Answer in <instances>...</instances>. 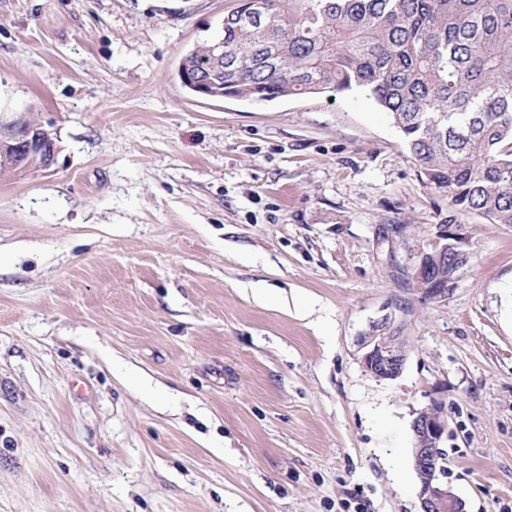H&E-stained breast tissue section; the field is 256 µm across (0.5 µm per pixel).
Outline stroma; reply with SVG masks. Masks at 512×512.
<instances>
[{
    "mask_svg": "<svg viewBox=\"0 0 512 512\" xmlns=\"http://www.w3.org/2000/svg\"><path fill=\"white\" fill-rule=\"evenodd\" d=\"M235 2L0 0V133L60 147L0 173V512H419L434 399L466 512H512V225L449 215L363 92L185 90ZM450 220L469 262L421 299L395 266ZM58 153L52 134L38 125H24L7 137L0 135V169L17 175L49 170L56 164ZM363 363L366 369L382 380H393L400 376L406 362V342L391 327L388 317L372 326L365 336Z\"/></svg>",
    "mask_w": 512,
    "mask_h": 512,
    "instance_id": "1",
    "label": "stroma"
}]
</instances>
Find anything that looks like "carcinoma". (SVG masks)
I'll list each match as a JSON object with an SVG mask.
<instances>
[{"label": "carcinoma", "mask_w": 512, "mask_h": 512, "mask_svg": "<svg viewBox=\"0 0 512 512\" xmlns=\"http://www.w3.org/2000/svg\"><path fill=\"white\" fill-rule=\"evenodd\" d=\"M210 53L226 98L369 92L452 212L512 225V0H244L182 57L189 92Z\"/></svg>", "instance_id": "cac0c4a2"}]
</instances>
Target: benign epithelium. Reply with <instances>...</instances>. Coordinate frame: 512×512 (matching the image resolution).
I'll return each instance as SVG.
<instances>
[{"instance_id": "1", "label": "benign epithelium", "mask_w": 512, "mask_h": 512, "mask_svg": "<svg viewBox=\"0 0 512 512\" xmlns=\"http://www.w3.org/2000/svg\"><path fill=\"white\" fill-rule=\"evenodd\" d=\"M58 153L59 146L52 134L38 125H24L6 137L0 136V169H9L17 175L50 169L56 164ZM463 237L460 224L437 225L435 245L439 249L429 252L421 248L401 267L410 287L426 299L446 297L445 289L424 286L430 272L427 259L441 264L448 257V239ZM362 347L365 349L363 363L371 374L382 380L400 376L406 362V342L392 329L389 318L372 326ZM412 430L413 465L420 477L419 512H466L464 501L448 488L445 481L446 449L442 443L448 433V424L442 402L431 400L414 419Z\"/></svg>"}]
</instances>
